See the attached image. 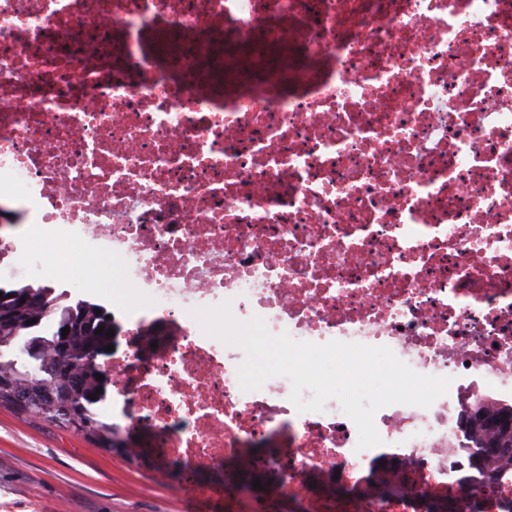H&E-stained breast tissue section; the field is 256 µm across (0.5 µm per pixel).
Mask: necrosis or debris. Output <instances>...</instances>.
I'll list each match as a JSON object with an SVG mask.
<instances>
[{"label": "necrosis or debris", "mask_w": 512, "mask_h": 512, "mask_svg": "<svg viewBox=\"0 0 512 512\" xmlns=\"http://www.w3.org/2000/svg\"><path fill=\"white\" fill-rule=\"evenodd\" d=\"M10 201L37 259L131 282L101 368L158 476L223 467L225 512H512L458 446L463 395L512 402V0H0ZM224 304L451 384L358 449L338 401L242 389L189 314Z\"/></svg>", "instance_id": "1"}]
</instances>
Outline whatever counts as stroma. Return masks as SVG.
<instances>
[{"instance_id": "1", "label": "stroma", "mask_w": 512, "mask_h": 512, "mask_svg": "<svg viewBox=\"0 0 512 512\" xmlns=\"http://www.w3.org/2000/svg\"><path fill=\"white\" fill-rule=\"evenodd\" d=\"M47 238L42 224L0 229V279L29 281L67 291L83 284L80 298L111 307L125 281L109 260L65 254L33 269L32 250ZM0 512H225L220 496L200 497L174 478L97 448L83 437L32 415L0 407Z\"/></svg>"}]
</instances>
